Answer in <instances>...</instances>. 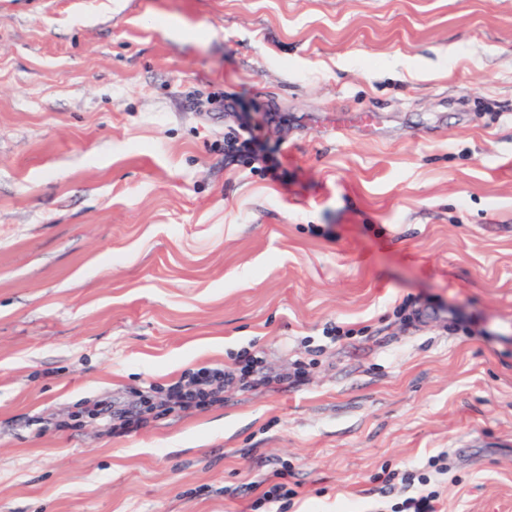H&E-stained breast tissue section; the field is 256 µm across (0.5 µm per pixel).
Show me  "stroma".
I'll return each instance as SVG.
<instances>
[{
  "label": "stroma",
  "instance_id": "1",
  "mask_svg": "<svg viewBox=\"0 0 512 512\" xmlns=\"http://www.w3.org/2000/svg\"><path fill=\"white\" fill-rule=\"evenodd\" d=\"M244 348L271 384L65 424ZM439 454L438 512H512V0H0V512H251L282 462L284 512H389ZM227 152L232 156L236 154L246 155L252 161L261 163L263 165L261 168L274 174L279 168V163L270 158L253 128L245 120H242L239 129L227 139Z\"/></svg>",
  "mask_w": 512,
  "mask_h": 512
}]
</instances>
